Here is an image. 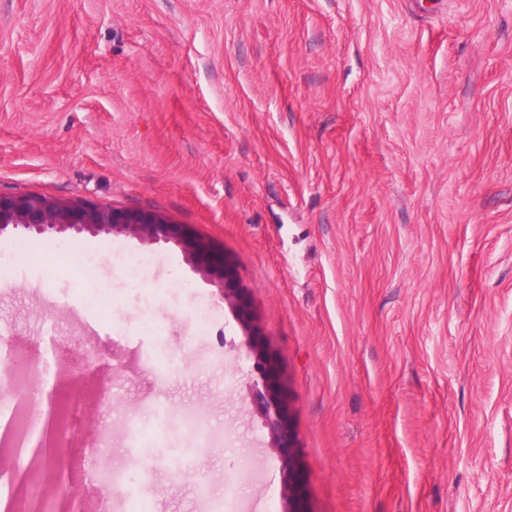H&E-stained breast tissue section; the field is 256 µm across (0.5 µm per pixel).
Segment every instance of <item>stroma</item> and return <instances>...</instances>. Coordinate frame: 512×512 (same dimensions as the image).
<instances>
[{
	"mask_svg": "<svg viewBox=\"0 0 512 512\" xmlns=\"http://www.w3.org/2000/svg\"><path fill=\"white\" fill-rule=\"evenodd\" d=\"M0 191L224 254L288 388L297 512H512V0H0ZM17 241L0 345L124 478L74 456L87 512H282L218 288L122 234L28 238L73 246L54 269Z\"/></svg>",
	"mask_w": 512,
	"mask_h": 512,
	"instance_id": "obj_1",
	"label": "stroma"
}]
</instances>
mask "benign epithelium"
Segmentation results:
<instances>
[{
    "label": "benign epithelium",
    "instance_id": "1",
    "mask_svg": "<svg viewBox=\"0 0 512 512\" xmlns=\"http://www.w3.org/2000/svg\"><path fill=\"white\" fill-rule=\"evenodd\" d=\"M8 231L33 236L116 233L133 236L148 245L172 244L182 252L196 273L217 286L240 326L247 357L256 367L257 378L251 384L252 398L262 409L270 447L282 462L280 478L281 498L286 504L284 512H294L288 504L293 499L296 461L289 454L292 430L288 397L280 380L278 360L253 322L243 289L234 287V272L224 255L185 225L174 224L159 214L104 208L79 200L66 202L41 194L0 192V235ZM47 418L46 429L34 441L29 457L33 461L47 462L45 489L54 501L63 496L72 499L79 496L77 490L70 489L63 494L58 492V488L70 484L68 470L71 457L68 452L61 451L70 438L64 412L53 392L47 398ZM35 510V503L24 491L14 492L5 507V512Z\"/></svg>",
    "mask_w": 512,
    "mask_h": 512
}]
</instances>
